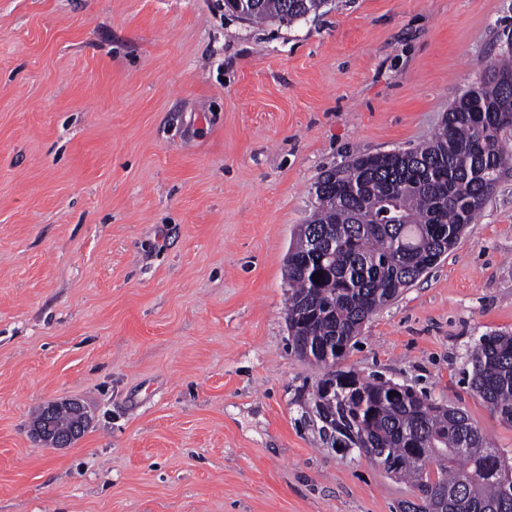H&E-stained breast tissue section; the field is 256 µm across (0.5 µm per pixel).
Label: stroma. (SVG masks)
<instances>
[{
	"label": "stroma",
	"instance_id": "1",
	"mask_svg": "<svg viewBox=\"0 0 512 512\" xmlns=\"http://www.w3.org/2000/svg\"><path fill=\"white\" fill-rule=\"evenodd\" d=\"M512 0H333L255 25L224 0H0V512H399L332 448L283 272L319 174L428 142ZM512 333V175L343 361L460 408ZM76 400L50 448L35 410ZM57 409H67L74 414L75 422L71 428L73 416L69 411L62 410H59L55 416V425L58 429L55 427L54 414ZM88 422L84 408L78 402L69 401L60 406L57 403H52L45 407L42 418L35 421L33 431L37 438L51 447L66 448L84 433Z\"/></svg>",
	"mask_w": 512,
	"mask_h": 512
}]
</instances>
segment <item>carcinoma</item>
<instances>
[{
    "label": "carcinoma",
    "mask_w": 512,
    "mask_h": 512,
    "mask_svg": "<svg viewBox=\"0 0 512 512\" xmlns=\"http://www.w3.org/2000/svg\"><path fill=\"white\" fill-rule=\"evenodd\" d=\"M329 0H245V20L291 25ZM478 85L448 107L441 129L407 151L358 154L324 170L317 205L288 249V332L294 352L322 367L312 415L324 439L363 442L416 489L402 512H512V458L459 408L408 388L389 395L380 377L339 364L365 322L457 244L499 182L512 172V35ZM336 244L331 259L313 241ZM321 273L319 283L312 276ZM310 346V354L302 351ZM330 356H325V352ZM471 390L512 424V334H488L470 354ZM336 385L327 398L322 386ZM440 480H430V472Z\"/></svg>",
    "instance_id": "carcinoma-1"
}]
</instances>
